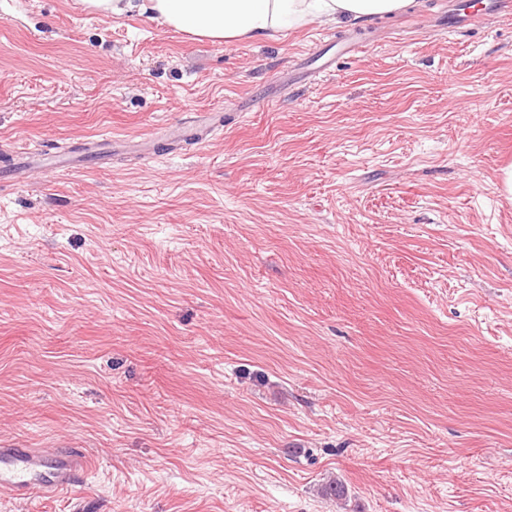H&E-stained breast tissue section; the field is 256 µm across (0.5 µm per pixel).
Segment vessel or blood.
Listing matches in <instances>:
<instances>
[{
	"label": "vessel or blood",
	"mask_w": 512,
	"mask_h": 512,
	"mask_svg": "<svg viewBox=\"0 0 512 512\" xmlns=\"http://www.w3.org/2000/svg\"><path fill=\"white\" fill-rule=\"evenodd\" d=\"M511 16L512 0H482L479 9L449 21L448 28L457 32L470 29L479 22L486 23ZM223 119L222 113L206 112L197 120L160 128L152 137L130 142L129 147L151 156L154 155V145L158 142H199ZM19 158L21 167L13 169L9 175L14 183L26 181L31 172L38 169L51 167L73 170L81 165L80 157L54 155L39 148L20 152ZM88 468L86 456L77 448L45 449L0 445V490L21 502L70 491L83 479Z\"/></svg>",
	"instance_id": "1"
}]
</instances>
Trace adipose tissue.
<instances>
[{"mask_svg":"<svg viewBox=\"0 0 512 512\" xmlns=\"http://www.w3.org/2000/svg\"><path fill=\"white\" fill-rule=\"evenodd\" d=\"M105 16L135 13L215 43L262 39L317 19L360 20L397 13L413 0H83Z\"/></svg>","mask_w":512,"mask_h":512,"instance_id":"adipose-tissue-1","label":"adipose tissue"}]
</instances>
